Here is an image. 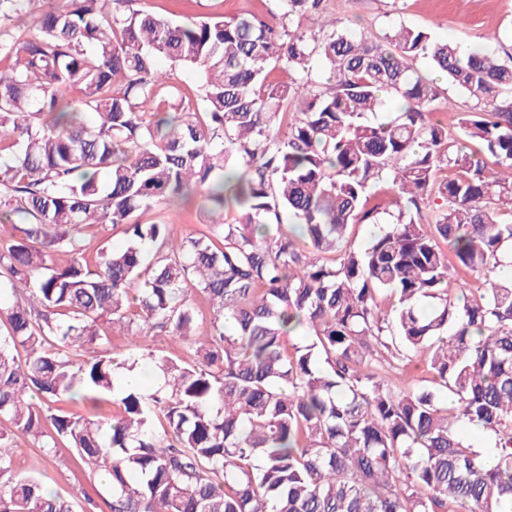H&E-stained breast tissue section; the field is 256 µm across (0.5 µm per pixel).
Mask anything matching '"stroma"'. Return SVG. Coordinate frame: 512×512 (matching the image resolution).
Segmentation results:
<instances>
[{
	"label": "stroma",
	"instance_id": "obj_1",
	"mask_svg": "<svg viewBox=\"0 0 512 512\" xmlns=\"http://www.w3.org/2000/svg\"><path fill=\"white\" fill-rule=\"evenodd\" d=\"M133 6L184 21L204 15H262L270 4L268 0H134ZM323 6L343 27L353 31L381 37L402 24L419 27L438 39L482 48L494 54L500 63L512 65V0H324ZM415 68L420 75L434 80L438 89L433 105L435 116L448 124L449 136H456L453 123L459 113L469 110L471 100L448 88L426 60H417ZM140 219L145 223H168L171 236L178 239L203 231L208 222L207 214L193 204L154 208L144 211ZM110 340L116 353L135 345L145 355L142 365L146 368L150 367L149 357L153 354L175 355L185 360L191 357L178 338L157 331L131 342L116 328ZM13 441L16 473L39 477L49 491L61 496L71 495L79 488L93 496L102 493L99 478L89 477L86 471L70 465L71 449L62 446L55 455H46L32 436L19 431Z\"/></svg>",
	"mask_w": 512,
	"mask_h": 512
}]
</instances>
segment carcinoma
<instances>
[{"instance_id": "obj_1", "label": "carcinoma", "mask_w": 512, "mask_h": 512, "mask_svg": "<svg viewBox=\"0 0 512 512\" xmlns=\"http://www.w3.org/2000/svg\"><path fill=\"white\" fill-rule=\"evenodd\" d=\"M129 2L0 0V215L23 219L0 244V418L103 475L108 512H512V276L466 281L512 245V67L405 25L346 31L323 0L179 22ZM34 10L36 31L12 25ZM160 57L195 72L200 111ZM315 58L324 83L271 79ZM420 58L476 101L457 139L428 112ZM385 174L396 222L356 249L348 228L380 223ZM172 200L216 220L179 240L136 220ZM90 224L127 246L88 259ZM103 322L164 331L192 358L151 354L157 387L126 390L143 355H113ZM381 360L431 386L367 369ZM13 454L0 426V512H75Z\"/></svg>"}]
</instances>
